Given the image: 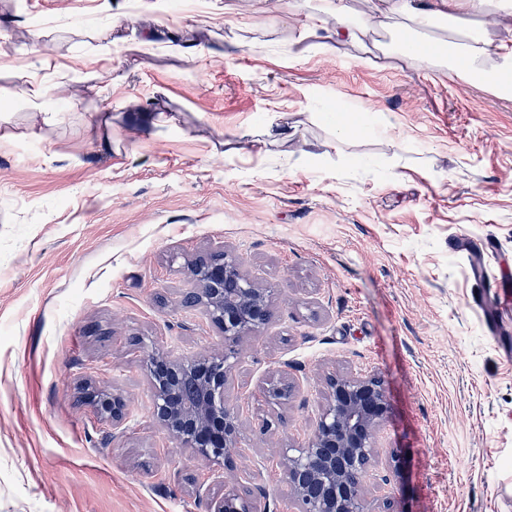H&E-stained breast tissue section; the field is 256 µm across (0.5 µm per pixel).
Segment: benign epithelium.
<instances>
[{
  "instance_id": "benign-epithelium-1",
  "label": "benign epithelium",
  "mask_w": 512,
  "mask_h": 512,
  "mask_svg": "<svg viewBox=\"0 0 512 512\" xmlns=\"http://www.w3.org/2000/svg\"><path fill=\"white\" fill-rule=\"evenodd\" d=\"M186 274L197 287L193 305L219 336L210 348L190 356L141 347L140 363L152 389V417L177 447L212 468L206 512H257L249 479L236 473L241 413L224 399V387L243 360L244 344L269 324L273 289L249 278L240 259L222 249L187 260ZM297 388L282 370L267 386L266 396L286 401ZM81 398L110 436L123 433L128 405L122 393L86 381ZM388 412L380 376L335 371L325 377L312 434L302 446L277 454L298 512H391V496L376 504L365 485L370 468L381 462L395 468L400 460L395 451L381 458L377 448Z\"/></svg>"
}]
</instances>
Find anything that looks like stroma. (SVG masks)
Listing matches in <instances>:
<instances>
[{"label": "stroma", "mask_w": 512, "mask_h": 512, "mask_svg": "<svg viewBox=\"0 0 512 512\" xmlns=\"http://www.w3.org/2000/svg\"><path fill=\"white\" fill-rule=\"evenodd\" d=\"M144 2L0 0V512H204L182 477L208 467L153 421L139 350L215 341L184 266L219 248L274 290L224 390L259 512H295L275 457L335 370L385 383L377 445L401 460L373 496L512 512V99L396 55L387 0H349L373 27L327 48L298 17L320 0ZM144 112L169 122L141 134ZM282 369L300 387L266 401ZM88 379L125 395L123 435ZM82 400L90 405L98 421L112 430L108 433L115 438L123 433L128 414V405L125 397L119 391L112 389V393L98 388L92 382H84L81 388Z\"/></svg>", "instance_id": "1"}]
</instances>
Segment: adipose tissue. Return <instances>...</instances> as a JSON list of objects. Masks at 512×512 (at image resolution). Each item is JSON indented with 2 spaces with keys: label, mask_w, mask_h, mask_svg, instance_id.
<instances>
[{
  "label": "adipose tissue",
  "mask_w": 512,
  "mask_h": 512,
  "mask_svg": "<svg viewBox=\"0 0 512 512\" xmlns=\"http://www.w3.org/2000/svg\"><path fill=\"white\" fill-rule=\"evenodd\" d=\"M487 11L493 12L497 25L505 28V35L492 39L480 34L452 43L449 68L464 79H478L497 91L503 79L512 76V0H434L429 8L422 7L419 0H390L380 24L386 28L410 23L426 27L439 18Z\"/></svg>",
  "instance_id": "adipose-tissue-1"
}]
</instances>
